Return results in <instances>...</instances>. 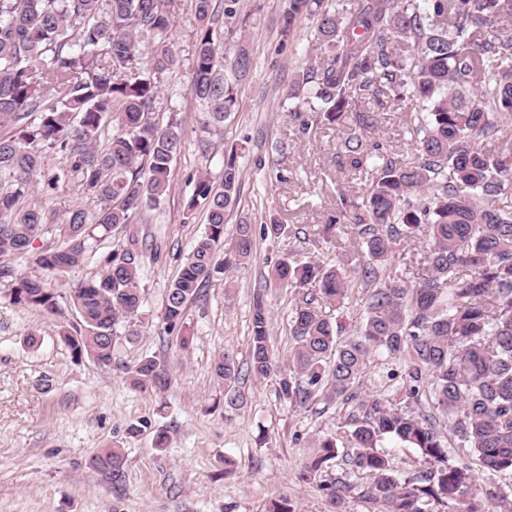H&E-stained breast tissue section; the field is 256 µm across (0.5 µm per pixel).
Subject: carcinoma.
I'll return each instance as SVG.
<instances>
[{
  "label": "carcinoma",
  "mask_w": 512,
  "mask_h": 512,
  "mask_svg": "<svg viewBox=\"0 0 512 512\" xmlns=\"http://www.w3.org/2000/svg\"><path fill=\"white\" fill-rule=\"evenodd\" d=\"M167 0H0V285L14 305L51 315L61 308L47 274L95 262L100 272L70 287L79 317L60 340L73 359L112 364L117 327L141 304L140 276L158 252L131 229L144 210L171 190L172 165L183 146L181 121L161 127L160 80L179 68L170 45ZM194 0L199 22L190 93L221 124L235 109L224 77V32L242 23L239 0ZM281 36L300 17L315 20L326 54L295 73L284 96L307 130L313 121L347 122V163L366 174L359 195L339 192L336 216L319 234L349 227L340 256L359 259L349 274L339 265L285 257L272 268L279 288L302 295L291 310L295 341L288 364L276 363L265 292L253 298L246 366L224 351L214 371L227 400H237L241 375L272 379L278 397L307 408L319 396L351 404L343 422L347 464L373 482L363 496L384 512H427L430 502L456 512H494L476 499L478 476L448 464V438L437 417L361 397L362 378L377 353L403 357V396L432 400L449 430L474 450L486 473L512 470V152L491 150L512 139V0H282ZM151 40L148 60L142 38ZM253 68L241 49L233 70ZM409 104L406 132L419 151L408 162L367 140L387 99ZM112 137L100 145L106 127ZM241 167L224 156L215 181L199 175L186 217L201 208L204 234L169 286L162 321L168 334L183 327L189 305L228 267L249 264L255 227L240 219L224 242L227 213L236 205ZM74 185L99 201L77 204L62 224L36 199ZM123 242L98 253L116 230ZM420 230L429 239L413 286L389 271L402 242ZM22 259L37 274H22ZM370 291L355 336L341 339L340 322L323 309L341 308L351 288ZM133 386L166 391L169 372L150 356L129 368ZM390 437L417 448L430 467L396 476L378 452ZM338 457L326 437L306 464L310 480ZM112 482H124L117 446L97 457ZM333 512H343L352 485L344 477L322 486Z\"/></svg>",
  "instance_id": "carcinoma-1"
}]
</instances>
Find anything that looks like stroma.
Instances as JSON below:
<instances>
[{
	"label": "stroma",
	"instance_id": "stroma-1",
	"mask_svg": "<svg viewBox=\"0 0 512 512\" xmlns=\"http://www.w3.org/2000/svg\"><path fill=\"white\" fill-rule=\"evenodd\" d=\"M241 6L246 22L225 34L224 56L230 61L246 49L254 70L234 81L236 108L216 128L189 93L193 0L168 2L171 44L181 67L162 77L154 119L162 126L181 120L183 147L169 195L137 224L161 256L142 278L141 306L117 330L111 365L72 359L58 336L61 325L73 322L72 313L52 316L13 305L9 289L0 288V512H265L281 493L296 512H332L324 486L342 472L353 486L345 512H381L362 495L373 481L370 473L344 471L342 460L314 480L301 478L314 443L341 436L349 405L319 399L298 409L279 399L272 381L249 377L239 383L241 400L231 407L214 373L224 351L247 362L253 293L275 262L287 256L335 260L334 243L316 235L315 227L333 215L337 189L355 194L364 185L337 161L341 128L302 131L282 98L291 72L321 54L313 20L300 19L284 38L280 0H242ZM405 109L389 102L371 138L410 161L417 147L405 128ZM233 148L241 155L243 176L225 238L245 217L257 226L278 219L289 232L276 239L257 236L251 262L207 284L190 305L181 335L166 334V290L205 231L203 212L185 219V203L197 175L206 171L219 178L224 154ZM298 300L288 289L267 297L270 341L281 364L294 346L288 319ZM32 333L38 341L31 346L26 339ZM145 356L170 371L167 392L132 385L128 369ZM401 365L375 356L364 373L363 395L395 399L403 382L386 374ZM143 420L149 428L130 436L128 427ZM159 429L169 436L163 450L154 444ZM110 446L120 447L125 459L118 487L93 464Z\"/></svg>",
	"mask_w": 512,
	"mask_h": 512
}]
</instances>
